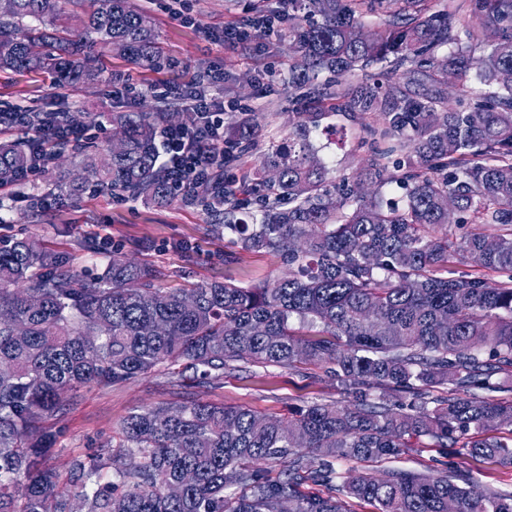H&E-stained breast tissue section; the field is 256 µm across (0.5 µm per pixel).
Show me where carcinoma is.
Returning a JSON list of instances; mask_svg holds the SVG:
<instances>
[{"mask_svg": "<svg viewBox=\"0 0 512 512\" xmlns=\"http://www.w3.org/2000/svg\"><path fill=\"white\" fill-rule=\"evenodd\" d=\"M60 0H13L0 15V67L38 68L60 86L95 76L92 50L113 46L155 66L160 52L150 21L131 0H70L90 9L86 30L56 25ZM321 21L288 15L297 49L290 83L351 118H371L388 142L370 159L371 184L406 186V203L383 204L357 183L338 186L309 140L321 112L293 113L288 143L263 159L264 174L244 190L211 186L201 201L244 250L280 254L292 270L265 288L214 280L196 288H161L152 271L112 254L92 280L73 272L34 238L0 237V512H70L42 459L39 423L65 410L62 394L123 383L177 364L201 383L248 364L292 368L330 365L344 400L313 403L274 419L250 409L200 400L129 414L118 455L98 458L82 512H349L352 499L377 512H512V493L484 488L455 463L441 474L394 468L379 479L358 474L336 482L332 460L383 461L407 454L428 436L449 456H495L512 463V442L472 431L512 433V400L497 377L512 375V0H469L491 36L474 57L454 0H288ZM448 46V57L436 53ZM390 68L423 77L431 90L411 95L371 81ZM488 86L443 108L448 75L471 69ZM360 71L354 86L320 83L323 72ZM28 123L70 125L71 113L17 112ZM166 112H114L121 149L109 163L84 161L88 177L48 190L57 205L86 182L129 193L147 205L178 196L158 161ZM254 119L224 129V143L245 152ZM408 150L406 167L391 156ZM22 140L0 142V184L31 165ZM276 178H267V172ZM251 214L252 224L237 214ZM459 255L475 271L457 274ZM29 283L25 291L16 289ZM323 326L327 339L297 338L292 319ZM318 465L308 464L305 452ZM24 475L17 490L15 476ZM310 483L318 490L304 492ZM172 484L181 486L173 496Z\"/></svg>", "mask_w": 512, "mask_h": 512, "instance_id": "cac0c4a2", "label": "carcinoma"}]
</instances>
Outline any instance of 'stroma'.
<instances>
[{"label":"stroma","instance_id":"stroma-1","mask_svg":"<svg viewBox=\"0 0 512 512\" xmlns=\"http://www.w3.org/2000/svg\"><path fill=\"white\" fill-rule=\"evenodd\" d=\"M149 17L161 48L159 65L144 67L110 47L96 48L100 78L73 90L57 87L42 70L0 69V109L16 112H69L83 115L88 135L60 145L52 160L17 196L0 202V233L35 237L58 252L67 266L85 276L102 273L113 250L151 268L164 288H190L213 280L244 288H260L288 273L282 256L242 250L234 235L214 224L198 205L174 200L165 206L144 204L127 195L89 184L66 207L44 202L42 190L62 177L81 174V159L107 161L115 112H169L181 126L184 107L175 89L197 81L209 97L224 103L225 117L258 115L253 145L243 163L226 166L241 175L258 168L271 147L287 142L293 115L308 106L289 85L294 51L287 26L272 39L226 45L227 24H245L258 11L282 12L284 0H133ZM311 141L335 182H352L366 166L373 138L365 121L340 116L324 119ZM335 381L323 368L300 363L293 368L250 367L225 372L223 380L205 387L176 382L171 369L112 386H91L65 396L64 413L45 418L52 434L49 466L58 489L75 491L76 464H90L119 440L120 424L130 413L172 401L202 400L250 409L276 418L313 402L339 399ZM448 451L428 437L415 439L398 466L431 472L442 470ZM461 470L482 485L512 492V465L495 457L464 456Z\"/></svg>","mask_w":512,"mask_h":512}]
</instances>
